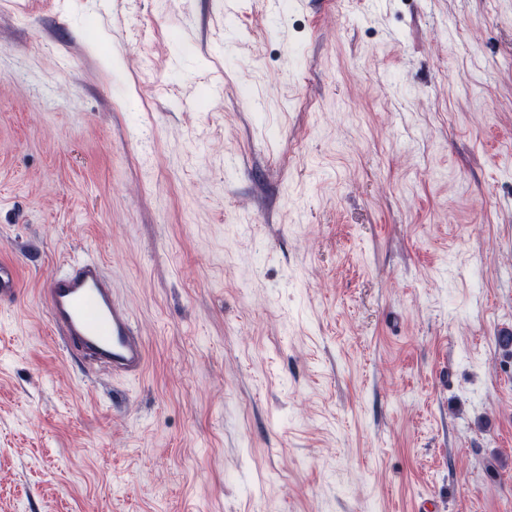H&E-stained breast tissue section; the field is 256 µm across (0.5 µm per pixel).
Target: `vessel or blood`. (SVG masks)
I'll list each match as a JSON object with an SVG mask.
<instances>
[{
    "label": "vessel or blood",
    "mask_w": 512,
    "mask_h": 512,
    "mask_svg": "<svg viewBox=\"0 0 512 512\" xmlns=\"http://www.w3.org/2000/svg\"><path fill=\"white\" fill-rule=\"evenodd\" d=\"M19 288L14 264L0 262V303L13 302ZM51 325L69 350L123 378L141 377L147 350L112 279L94 258L65 261L44 283Z\"/></svg>",
    "instance_id": "1"
}]
</instances>
